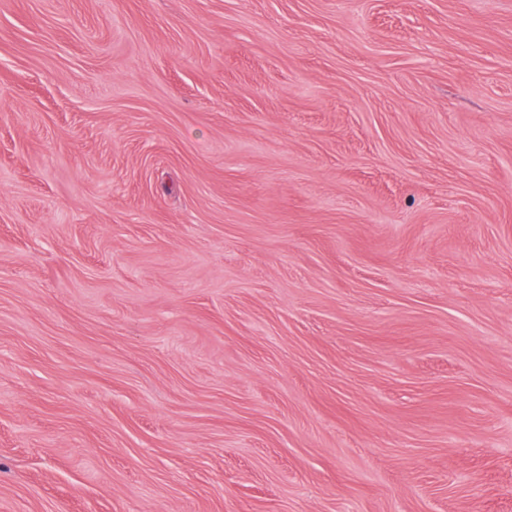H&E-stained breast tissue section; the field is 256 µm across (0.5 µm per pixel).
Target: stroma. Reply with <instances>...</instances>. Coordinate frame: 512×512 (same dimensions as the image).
Wrapping results in <instances>:
<instances>
[{"label":"stroma","instance_id":"obj_1","mask_svg":"<svg viewBox=\"0 0 512 512\" xmlns=\"http://www.w3.org/2000/svg\"><path fill=\"white\" fill-rule=\"evenodd\" d=\"M0 512H512V0H0Z\"/></svg>","mask_w":512,"mask_h":512}]
</instances>
